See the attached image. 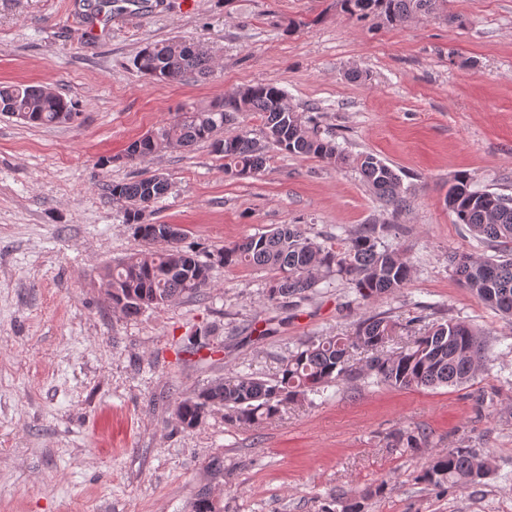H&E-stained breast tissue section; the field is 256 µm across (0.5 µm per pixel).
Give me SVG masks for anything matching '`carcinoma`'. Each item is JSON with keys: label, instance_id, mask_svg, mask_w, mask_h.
<instances>
[{"label": "carcinoma", "instance_id": "cac0c4a2", "mask_svg": "<svg viewBox=\"0 0 512 512\" xmlns=\"http://www.w3.org/2000/svg\"><path fill=\"white\" fill-rule=\"evenodd\" d=\"M446 0H336L350 17L365 21L381 17L400 24L419 15L441 10ZM138 70L156 84L186 79L205 80L213 72L212 56L197 45L165 40L146 44L136 55ZM258 113L262 135L281 150L299 157L353 164L379 197L399 211L407 206L401 195V178L393 168L371 153L354 158L344 154L335 140L322 136L305 113L297 111L285 91L274 83L245 87L236 93L191 112H183L132 142L123 156L133 164L167 148H187L207 142L213 153L224 157L227 174L258 172L266 164L263 146L246 133L224 134V125L239 114ZM0 114L15 117L31 127L65 124L77 116L76 103L39 85L0 86ZM103 191L125 204V223L145 243L105 275L112 287V305L127 316L146 308H159L183 297L197 296L210 286V269L218 263L254 266L275 272L267 289L274 304L286 299L305 300L314 293L323 271H334L350 281L363 299L391 295L409 280L407 265L399 256L378 246L376 225L369 224L351 237L344 250L319 244L306 235L300 224H281L272 230L245 238L209 254L206 261L184 249V232L170 224L142 222L146 205L162 198L170 188L163 174L102 184ZM448 206L457 222L469 227L474 238L504 245L507 254L475 259L467 253L448 256L459 284L487 306L512 320V200L475 189L470 177L457 174L448 187ZM397 333V324L375 315L360 321L345 336H327L311 341L292 353L273 381L250 375L219 379L189 398L177 402L174 416L185 429L198 427L216 408L224 409L231 424H257L279 414L290 404L318 394L332 382L355 375L350 351H377L366 363V375L398 388L455 386L474 378L486 359L487 348L470 324L449 319L413 337L398 352L381 353ZM424 432L400 430L392 436V447L404 452L420 448ZM488 464L472 448H450L429 460L421 479L435 487H462L484 479ZM192 512H219L208 491L200 490Z\"/></svg>", "mask_w": 512, "mask_h": 512}]
</instances>
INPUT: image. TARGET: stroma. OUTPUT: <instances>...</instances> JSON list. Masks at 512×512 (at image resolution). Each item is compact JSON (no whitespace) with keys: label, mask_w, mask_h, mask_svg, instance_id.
I'll return each instance as SVG.
<instances>
[{"label":"stroma","mask_w":512,"mask_h":512,"mask_svg":"<svg viewBox=\"0 0 512 512\" xmlns=\"http://www.w3.org/2000/svg\"><path fill=\"white\" fill-rule=\"evenodd\" d=\"M91 2L0 0V82L51 87L78 110L39 128L0 115V512H190L203 488L223 512H340L338 494L373 487L365 512H512V322L448 266L449 254L502 247L475 240L446 203L461 172L512 197V0H447L458 25L358 23L336 0H152L136 15ZM167 39L208 48L213 75L151 83L133 60ZM269 82L345 154L395 169L409 208L393 211L354 166L273 145L262 171L240 175L204 143L120 162L178 112ZM156 173L172 187L145 223L179 225L198 255L279 224L340 251L373 224L411 277L360 300L330 273L288 306L266 300L272 271L217 265L203 295L124 315L102 277L143 244L100 186ZM376 314L411 325L393 350L466 321L489 344L486 365L460 386L335 382L258 425H227L220 409L195 429L175 424L176 402L198 389L275 379L303 343ZM193 336L204 347L190 349ZM403 429L424 432L419 451L388 447ZM459 447L487 459L485 479L421 481L432 456Z\"/></svg>","instance_id":"1"}]
</instances>
